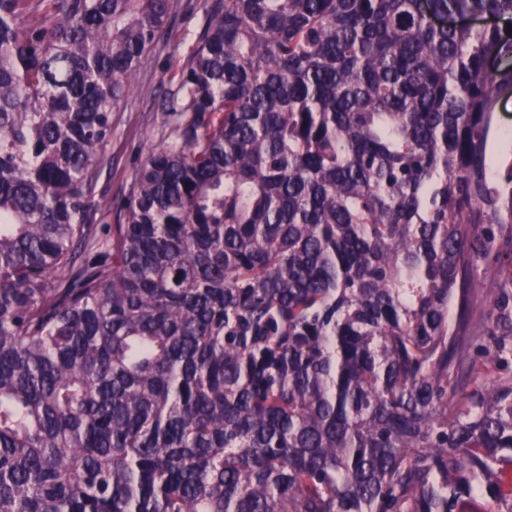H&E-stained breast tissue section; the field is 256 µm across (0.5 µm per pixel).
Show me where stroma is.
<instances>
[{
    "instance_id": "35a3bbf8",
    "label": "stroma",
    "mask_w": 512,
    "mask_h": 512,
    "mask_svg": "<svg viewBox=\"0 0 512 512\" xmlns=\"http://www.w3.org/2000/svg\"><path fill=\"white\" fill-rule=\"evenodd\" d=\"M168 36L141 68L127 99L115 112L112 137L99 163L95 196L122 201L149 149L163 141L158 101L173 88L203 26L206 0H173Z\"/></svg>"
}]
</instances>
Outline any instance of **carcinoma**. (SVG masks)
Wrapping results in <instances>:
<instances>
[{
  "instance_id": "carcinoma-1",
  "label": "carcinoma",
  "mask_w": 512,
  "mask_h": 512,
  "mask_svg": "<svg viewBox=\"0 0 512 512\" xmlns=\"http://www.w3.org/2000/svg\"><path fill=\"white\" fill-rule=\"evenodd\" d=\"M171 11L0 0V512H512V0H211L101 237ZM174 7L166 24L165 43L152 52L141 68L128 98L114 113L112 138L99 163L94 189L101 196L122 201L129 193L136 170L149 149L163 143L158 101L173 88L188 62L191 48L201 33L206 0H172ZM492 118V136L490 139L491 163L496 168L503 158L505 162L512 164V93H505L495 104ZM511 125V129H502L503 126ZM510 133V135L508 134ZM510 137V150L501 151L499 145L506 143Z\"/></svg>"
}]
</instances>
